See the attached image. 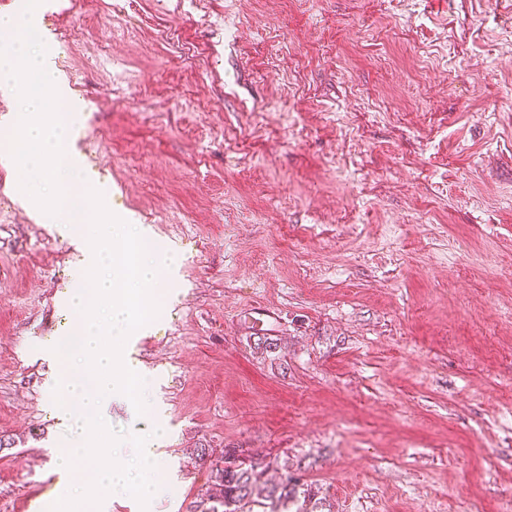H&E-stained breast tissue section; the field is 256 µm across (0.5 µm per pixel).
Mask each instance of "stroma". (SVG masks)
Returning a JSON list of instances; mask_svg holds the SVG:
<instances>
[{
  "instance_id": "obj_1",
  "label": "stroma",
  "mask_w": 512,
  "mask_h": 512,
  "mask_svg": "<svg viewBox=\"0 0 512 512\" xmlns=\"http://www.w3.org/2000/svg\"><path fill=\"white\" fill-rule=\"evenodd\" d=\"M40 4L69 142L171 263L134 332L167 482L194 450L299 476L314 512H512V0ZM0 94V512L53 493L46 351L79 254L19 190Z\"/></svg>"
}]
</instances>
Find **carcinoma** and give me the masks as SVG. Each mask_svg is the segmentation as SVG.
Returning <instances> with one entry per match:
<instances>
[{
    "label": "carcinoma",
    "mask_w": 512,
    "mask_h": 512,
    "mask_svg": "<svg viewBox=\"0 0 512 512\" xmlns=\"http://www.w3.org/2000/svg\"><path fill=\"white\" fill-rule=\"evenodd\" d=\"M270 464L237 448H226L213 466V480L191 512H288L294 480L265 478Z\"/></svg>",
    "instance_id": "carcinoma-1"
}]
</instances>
